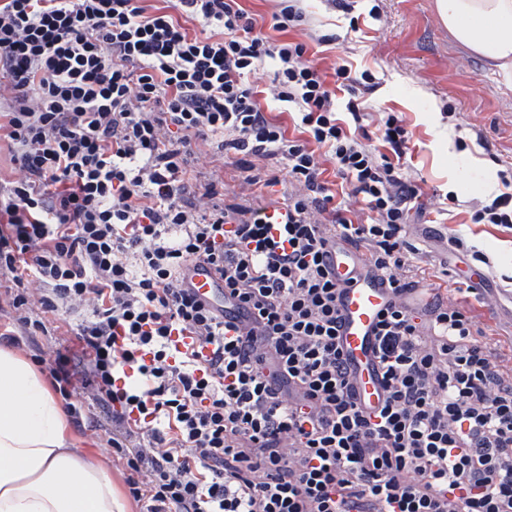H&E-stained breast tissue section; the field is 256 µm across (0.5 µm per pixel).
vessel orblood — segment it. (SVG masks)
Here are the masks:
<instances>
[{
  "mask_svg": "<svg viewBox=\"0 0 512 512\" xmlns=\"http://www.w3.org/2000/svg\"><path fill=\"white\" fill-rule=\"evenodd\" d=\"M363 260V255L349 246L337 249L334 258L336 279L343 284L340 342L350 364L358 401L364 409L371 411L378 407L381 393L374 328L381 312L391 303L392 294L374 275L347 283L346 277L353 263ZM192 282L199 295L216 291V275L208 265L194 266Z\"/></svg>",
  "mask_w": 512,
  "mask_h": 512,
  "instance_id": "obj_1",
  "label": "vessel or blood"
}]
</instances>
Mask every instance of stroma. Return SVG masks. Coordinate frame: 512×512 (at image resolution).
I'll return each mask as SVG.
<instances>
[{
	"label": "stroma",
	"instance_id": "35a3bbf8",
	"mask_svg": "<svg viewBox=\"0 0 512 512\" xmlns=\"http://www.w3.org/2000/svg\"><path fill=\"white\" fill-rule=\"evenodd\" d=\"M262 34L276 41L305 43L323 72L347 61L371 74L373 88H357L368 117L363 143L384 152L380 127L386 113L402 119L410 133L403 172L421 191L422 212L407 238L436 264L433 287L447 290L472 315L481 342L512 354V227L477 224L483 202L512 194V88L479 57L454 44L435 12V0H354L351 10L328 0H305L309 24L278 32L272 17L280 0H237ZM335 35L318 44L317 36ZM199 170L224 182V200L251 194L234 160L203 148ZM460 234L493 261L478 284L468 279L470 258L449 253L446 239ZM72 447L104 463L122 499L130 494L122 469L104 449L103 432L70 427Z\"/></svg>",
	"mask_w": 512,
	"mask_h": 512
}]
</instances>
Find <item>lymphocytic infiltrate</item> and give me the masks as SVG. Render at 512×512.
<instances>
[{
  "mask_svg": "<svg viewBox=\"0 0 512 512\" xmlns=\"http://www.w3.org/2000/svg\"><path fill=\"white\" fill-rule=\"evenodd\" d=\"M174 6L201 32L144 0H0V136L18 171L0 180L15 284L0 340L79 316L73 346L35 359L75 425L105 429L140 512H512V359L439 291L407 301L426 271L406 238L419 190L401 119L387 114L391 153L376 154L358 105H337L368 73L342 63L328 83L237 0ZM268 63L292 128L250 81ZM202 143L237 157L250 202L195 173ZM283 183L279 218L266 196ZM340 241L393 293L372 415L336 341ZM194 262L220 274L212 301L185 285Z\"/></svg>",
  "mask_w": 512,
  "mask_h": 512,
  "instance_id": "1",
  "label": "lymphocytic infiltrate"
}]
</instances>
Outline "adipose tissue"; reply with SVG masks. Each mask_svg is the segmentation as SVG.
<instances>
[{"instance_id": "1", "label": "adipose tissue", "mask_w": 512, "mask_h": 512, "mask_svg": "<svg viewBox=\"0 0 512 512\" xmlns=\"http://www.w3.org/2000/svg\"><path fill=\"white\" fill-rule=\"evenodd\" d=\"M449 36L512 81V0H435ZM0 512H126L111 478L70 445L33 366L0 349Z\"/></svg>"}]
</instances>
